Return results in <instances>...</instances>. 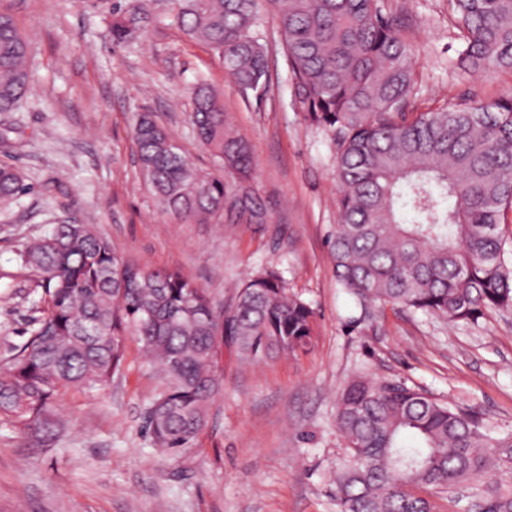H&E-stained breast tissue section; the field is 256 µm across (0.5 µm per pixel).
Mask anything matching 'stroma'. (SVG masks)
I'll use <instances>...</instances> for the list:
<instances>
[{
  "instance_id": "35a3bbf8",
  "label": "stroma",
  "mask_w": 512,
  "mask_h": 512,
  "mask_svg": "<svg viewBox=\"0 0 512 512\" xmlns=\"http://www.w3.org/2000/svg\"><path fill=\"white\" fill-rule=\"evenodd\" d=\"M112 2L0 0L28 44L30 74L20 108L0 113L18 128L0 142V165L32 187L0 201V363L47 308L38 273L21 258L25 243L72 222L93 225L123 258L182 269L220 305L254 270L275 266L313 308V336L306 349L250 366L225 349L222 394L174 460L146 433L145 407L161 383L128 340L123 369L104 389L60 396L58 439L43 442L0 413V512H339L334 480L348 453L336 402L362 373L512 429V310L486 312L475 327L451 324L398 304L359 306L338 284L329 245L336 146L293 101L279 25L266 19L258 28L270 84L247 98L217 56L183 35L172 0H153L144 31L120 46ZM388 4L416 61L415 111L512 95V72H454L460 42L448 0ZM201 82L246 140L267 223H181L142 173L132 130L143 112L197 169L213 172L190 120Z\"/></svg>"
}]
</instances>
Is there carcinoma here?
Returning <instances> with one entry per match:
<instances>
[{
	"label": "carcinoma",
	"instance_id": "cac0c4a2",
	"mask_svg": "<svg viewBox=\"0 0 512 512\" xmlns=\"http://www.w3.org/2000/svg\"><path fill=\"white\" fill-rule=\"evenodd\" d=\"M176 22L206 45L245 94L269 87L257 33L269 16L284 28L294 102L336 145L339 223L330 237L336 276L359 305L396 303L450 323L475 325L512 310V250L501 225L512 212V97L448 103L406 116L417 84L411 50L383 0H174ZM464 73L512 72V0H450ZM148 21L144 0L113 7L112 42ZM28 46L0 14V112L15 111L30 81ZM191 122L224 174H202L150 113L139 115V161L159 202L184 224L227 218L265 224L246 145L209 85L194 91ZM29 190L0 166V200ZM414 214L402 219L401 211ZM40 273L45 315L0 368V412L29 430L55 424L69 389L97 390L123 367L134 338L163 383L147 407L153 447L176 459L193 445L224 371L218 350L259 362L305 347L314 310L273 267L256 271L218 308L180 270L125 262L88 224H58L27 244ZM349 453L336 474L339 512H435L452 506L512 512V431L404 383L354 377L336 404Z\"/></svg>",
	"mask_w": 512,
	"mask_h": 512
}]
</instances>
